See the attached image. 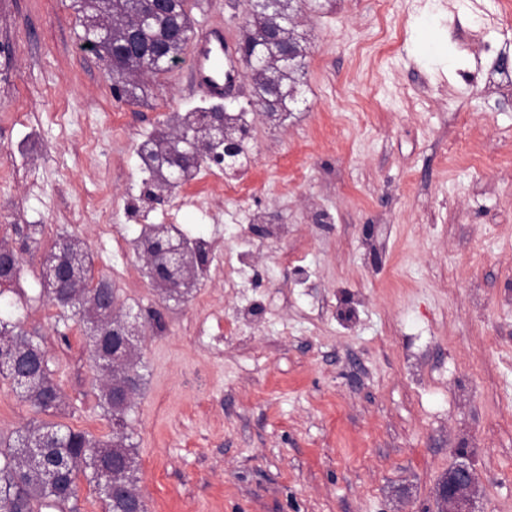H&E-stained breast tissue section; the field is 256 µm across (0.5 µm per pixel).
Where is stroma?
I'll return each instance as SVG.
<instances>
[{
	"instance_id": "1",
	"label": "stroma",
	"mask_w": 512,
	"mask_h": 512,
	"mask_svg": "<svg viewBox=\"0 0 512 512\" xmlns=\"http://www.w3.org/2000/svg\"><path fill=\"white\" fill-rule=\"evenodd\" d=\"M501 15L500 0L301 14L298 100L281 121L251 113L246 189L210 218L142 196L139 144L201 103L176 71L116 101L71 0H0V237H80L125 307L164 311L130 415L148 512H439L461 461L476 512H512V90L489 86L512 62ZM133 196L155 223L173 211L189 234L250 238L243 287L212 273L162 301L117 248L140 231ZM249 208L288 225L287 242L246 235L231 213ZM39 263L23 254L0 319L45 348L66 396L53 422L107 440L89 325L60 322ZM37 417L0 379V439Z\"/></svg>"
}]
</instances>
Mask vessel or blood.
<instances>
[{
    "label": "vessel or blood",
    "instance_id": "1",
    "mask_svg": "<svg viewBox=\"0 0 512 512\" xmlns=\"http://www.w3.org/2000/svg\"><path fill=\"white\" fill-rule=\"evenodd\" d=\"M236 41L224 27L223 17L211 19L190 50V71L194 92L208 100L239 96L242 85L233 77L240 70Z\"/></svg>",
    "mask_w": 512,
    "mask_h": 512
}]
</instances>
